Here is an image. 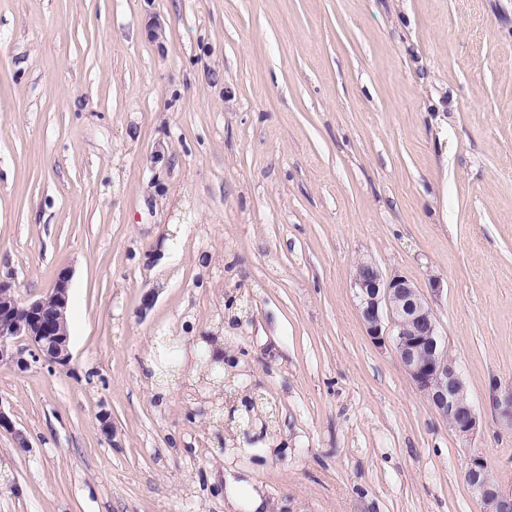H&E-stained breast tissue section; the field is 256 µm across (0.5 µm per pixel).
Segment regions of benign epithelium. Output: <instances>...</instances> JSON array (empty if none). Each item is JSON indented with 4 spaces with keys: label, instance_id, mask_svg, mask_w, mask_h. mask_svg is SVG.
<instances>
[{
    "label": "benign epithelium",
    "instance_id": "obj_1",
    "mask_svg": "<svg viewBox=\"0 0 512 512\" xmlns=\"http://www.w3.org/2000/svg\"><path fill=\"white\" fill-rule=\"evenodd\" d=\"M71 271L60 270L52 288L34 300H21L12 286L0 281V365L28 369L42 362L51 368L69 365L67 308ZM361 316L376 342H391L400 362L428 404L463 438L479 430L480 417L470 400L456 362L440 332L432 304L411 279L383 276L373 260L354 267ZM494 405L512 426V386L495 385ZM490 468L480 455L470 457L466 482L484 505V512H512V494L488 478Z\"/></svg>",
    "mask_w": 512,
    "mask_h": 512
}]
</instances>
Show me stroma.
I'll return each mask as SVG.
<instances>
[{
  "label": "stroma",
  "instance_id": "obj_1",
  "mask_svg": "<svg viewBox=\"0 0 512 512\" xmlns=\"http://www.w3.org/2000/svg\"><path fill=\"white\" fill-rule=\"evenodd\" d=\"M363 257L443 282L472 438L368 335ZM63 268L70 364L0 365V512H229L228 474L271 512H483L471 455L512 493V0H0V278ZM218 325L269 422L156 394L153 337Z\"/></svg>",
  "mask_w": 512,
  "mask_h": 512
}]
</instances>
